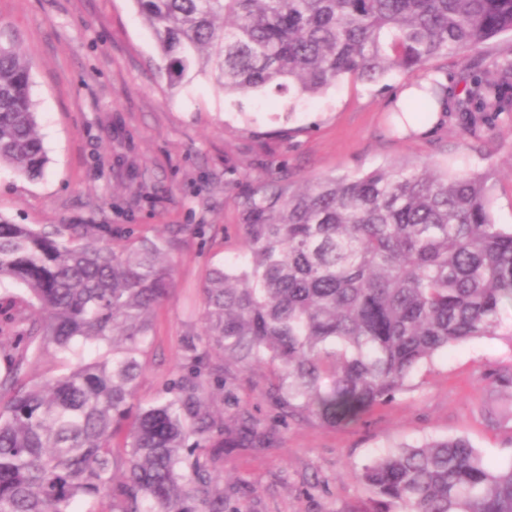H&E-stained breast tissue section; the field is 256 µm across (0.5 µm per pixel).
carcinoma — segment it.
Instances as JSON below:
<instances>
[{"label": "carcinoma", "instance_id": "cac0c4a2", "mask_svg": "<svg viewBox=\"0 0 512 512\" xmlns=\"http://www.w3.org/2000/svg\"><path fill=\"white\" fill-rule=\"evenodd\" d=\"M169 84L190 70L226 94L272 87L316 96L345 76L428 74L512 32V0H134ZM32 61L0 32V167L35 180L48 158L31 99ZM397 112L422 122L448 98L432 79ZM512 110V59L474 75L458 111L476 124ZM487 174L395 165L315 178L275 174L239 202L241 254L209 269L204 326L183 367L148 404L133 402L153 313L172 288L168 256L183 226L121 250L112 225L16 224L0 215V337L15 343L0 376V512H240L213 458L261 447L258 429L224 426L210 408L226 385L219 350L243 369L275 367L268 395L286 422L347 426L404 389L441 351L505 335L512 225L491 214ZM102 354L88 360L85 352ZM76 359L53 379L19 383L30 360ZM332 382L321 387L322 379ZM352 477L361 512H512V460L488 464L466 437L389 449Z\"/></svg>", "mask_w": 512, "mask_h": 512}]
</instances>
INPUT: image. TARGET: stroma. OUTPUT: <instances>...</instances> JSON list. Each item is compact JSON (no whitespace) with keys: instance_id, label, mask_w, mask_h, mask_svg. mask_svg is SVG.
<instances>
[{"instance_id":"1","label":"stroma","mask_w":512,"mask_h":512,"mask_svg":"<svg viewBox=\"0 0 512 512\" xmlns=\"http://www.w3.org/2000/svg\"><path fill=\"white\" fill-rule=\"evenodd\" d=\"M0 28L33 61L31 94L49 163L31 181L0 169V215L17 224H108L112 243L202 224L172 252L174 286L156 311L153 342L135 392H162L182 362V343L200 331L207 270L241 249L236 202L271 172L292 187L394 163L489 176L492 217L512 224V112L466 132L449 113L435 134L392 130L389 94L410 82L393 72L376 83L345 77L313 99L270 90L227 95L204 75L170 86L154 38L133 0H0ZM512 56V34L487 41L465 61L436 60L459 90L469 69ZM512 345L485 337L440 353L386 404L358 422L329 428L310 419L281 427L260 364L232 386L241 405L272 427L270 444L228 448L215 470L230 506L242 512H347L370 495L352 470L403 445L465 436L492 463L512 459V387L496 375Z\"/></svg>"}]
</instances>
